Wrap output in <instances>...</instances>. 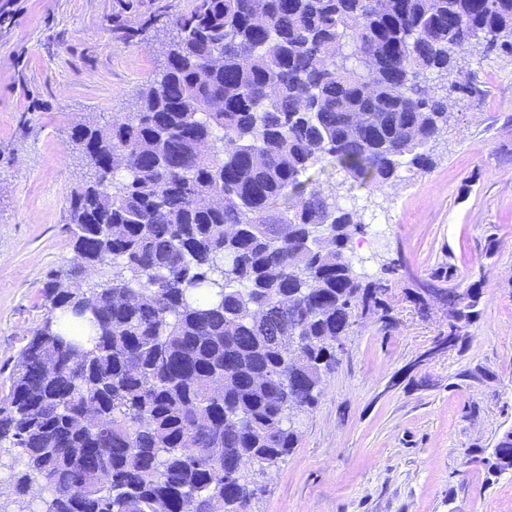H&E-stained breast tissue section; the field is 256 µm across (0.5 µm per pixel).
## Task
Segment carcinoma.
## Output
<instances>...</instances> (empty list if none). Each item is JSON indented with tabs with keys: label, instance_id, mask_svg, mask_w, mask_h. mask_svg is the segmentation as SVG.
Masks as SVG:
<instances>
[{
	"label": "carcinoma",
	"instance_id": "cac0c4a2",
	"mask_svg": "<svg viewBox=\"0 0 512 512\" xmlns=\"http://www.w3.org/2000/svg\"><path fill=\"white\" fill-rule=\"evenodd\" d=\"M174 25L137 111L73 130L92 170L70 194L74 263L44 283L47 315L0 399V442L23 455L20 512H249L245 468L288 455L287 422L315 403L355 319L388 313L389 285L347 259L353 213L315 189L278 200L327 157L375 188L405 158L428 166L448 104L427 74L473 93L458 60L479 30L512 54V0H190ZM143 30L112 26L123 41ZM209 191L223 206L196 207ZM108 265L88 288L62 286ZM464 296L457 337L481 283ZM79 309L84 342L68 334ZM493 455L512 470V431Z\"/></svg>",
	"mask_w": 512,
	"mask_h": 512
}]
</instances>
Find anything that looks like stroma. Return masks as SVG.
<instances>
[{
  "label": "stroma",
  "instance_id": "stroma-1",
  "mask_svg": "<svg viewBox=\"0 0 512 512\" xmlns=\"http://www.w3.org/2000/svg\"><path fill=\"white\" fill-rule=\"evenodd\" d=\"M188 5L0 0V397L47 314L44 281L73 263L68 197L89 173L73 129L134 111ZM116 15L148 28L123 43ZM460 66L478 92L449 99L429 168L402 165L382 189L329 159L310 172L363 224L346 255L362 280L389 283L391 322H355L249 512H512V472L491 466L512 429V56L479 46ZM448 266L451 286L483 295L463 343L439 350L447 321L409 291Z\"/></svg>",
  "mask_w": 512,
  "mask_h": 512
}]
</instances>
